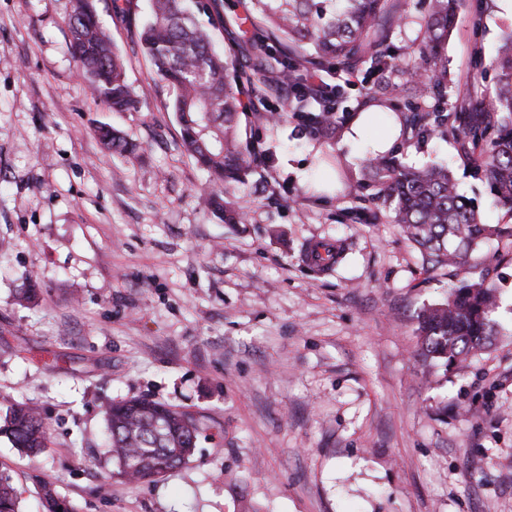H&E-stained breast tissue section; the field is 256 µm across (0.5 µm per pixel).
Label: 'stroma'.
<instances>
[{
  "instance_id": "obj_1",
  "label": "stroma",
  "mask_w": 512,
  "mask_h": 512,
  "mask_svg": "<svg viewBox=\"0 0 512 512\" xmlns=\"http://www.w3.org/2000/svg\"><path fill=\"white\" fill-rule=\"evenodd\" d=\"M394 2L404 69L428 0ZM94 3L135 110L109 111L81 76L73 0H0V413L32 402L50 429L35 458L0 438L20 512H40L42 481L77 512H512V239L434 268L356 187L408 93L373 91L360 61L328 78L344 87L341 111L371 114L358 136L254 122L275 160L232 199L245 223L225 224L141 48L149 0ZM511 30L496 0H459L447 91L421 111H467L455 85L490 88L493 72L471 61ZM101 125L137 155L107 152ZM393 144L410 162L447 164L487 223L512 224L453 141ZM354 210L370 222L346 221ZM336 241L345 262L316 274L305 249ZM481 279L498 287L491 345L449 371L424 366L417 313ZM32 286L37 300L23 302ZM133 396L201 423L189 461L164 479L128 483L105 460L104 408Z\"/></svg>"
}]
</instances>
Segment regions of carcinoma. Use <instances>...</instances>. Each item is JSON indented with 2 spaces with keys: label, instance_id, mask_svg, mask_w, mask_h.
<instances>
[{
  "label": "carcinoma",
  "instance_id": "carcinoma-1",
  "mask_svg": "<svg viewBox=\"0 0 512 512\" xmlns=\"http://www.w3.org/2000/svg\"><path fill=\"white\" fill-rule=\"evenodd\" d=\"M221 0H152L151 17L139 41L160 80L176 90L172 110L180 125L185 149L209 174L210 213L226 224H241L231 196L247 185L255 168L272 159L270 150L248 137L249 113L241 96L258 86L281 99L285 85H301V63L323 69H348L367 56L371 68L383 77L375 90L398 88L396 74L422 98L439 87L446 71L440 47L455 24L456 0H431L424 36L413 49L415 64L398 69L392 63L390 34L400 25L390 0H249L245 15L229 19L237 27L250 23L264 28L271 50L247 71L232 54L218 52L214 33L203 27L195 12L219 11ZM68 27L74 61L99 102L113 112L136 108L125 81L124 63L100 26L93 4L76 0ZM474 67L493 71L497 81L485 91V112H419L415 102L406 123L418 140L450 137L472 171L484 182L494 206L512 214V32L497 55L474 59ZM341 86L332 87L320 107L302 101L284 111L257 115L279 124L294 121L307 135L333 140L354 118L338 112ZM107 148L132 154L137 145L105 126L95 130ZM358 186L388 211L407 238L435 265L456 264L468 257L482 240L512 237V225L486 224L474 202L460 192L448 167L437 162L410 165L399 153L365 161ZM309 266L319 272L333 269L344 259L338 244H317L305 253ZM498 304L494 284L465 282L449 289L448 299L425 306L417 313L419 356L448 369L472 352L491 343L497 334ZM112 460L117 474L130 481L162 477L191 456L201 427L188 412L169 405L131 398L112 402L105 409ZM0 436L28 457L46 448L48 426L37 408L26 403L11 407L0 417ZM44 512H77L48 485H42ZM0 512H20L11 477L0 473Z\"/></svg>",
  "mask_w": 512,
  "mask_h": 512
}]
</instances>
